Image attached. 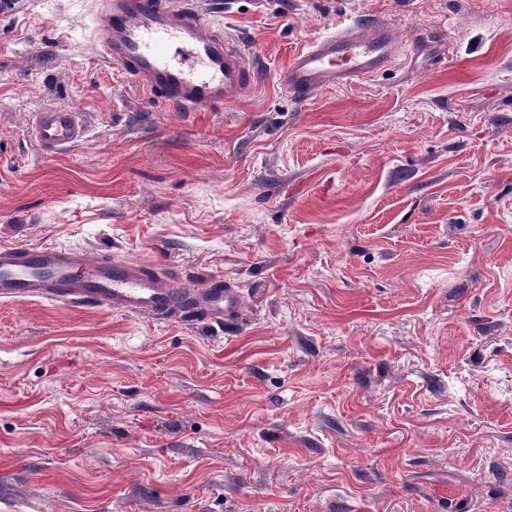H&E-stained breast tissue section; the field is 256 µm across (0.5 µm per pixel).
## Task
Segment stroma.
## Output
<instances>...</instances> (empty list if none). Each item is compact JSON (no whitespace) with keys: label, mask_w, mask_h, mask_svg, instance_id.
<instances>
[{"label":"stroma","mask_w":512,"mask_h":512,"mask_svg":"<svg viewBox=\"0 0 512 512\" xmlns=\"http://www.w3.org/2000/svg\"><path fill=\"white\" fill-rule=\"evenodd\" d=\"M97 7L0 6V244L242 306L0 302V512H512V0H208L259 73L216 112L119 76ZM364 14L392 63L282 89ZM49 106L85 141L32 140ZM87 125L82 112L56 106L35 112L28 127L29 136L43 149L63 151L83 141Z\"/></svg>","instance_id":"obj_1"}]
</instances>
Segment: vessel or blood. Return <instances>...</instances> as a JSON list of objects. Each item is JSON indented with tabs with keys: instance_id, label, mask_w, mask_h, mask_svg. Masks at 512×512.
Wrapping results in <instances>:
<instances>
[{
	"instance_id": "1",
	"label": "vessel or blood",
	"mask_w": 512,
	"mask_h": 512,
	"mask_svg": "<svg viewBox=\"0 0 512 512\" xmlns=\"http://www.w3.org/2000/svg\"><path fill=\"white\" fill-rule=\"evenodd\" d=\"M201 0H101L95 15L103 55L118 73L181 112H212L255 82L239 43L208 24ZM393 23L355 19L298 51L279 73L290 94L312 93L378 72L401 52ZM30 137L63 151L83 141L82 113L65 106L35 112ZM44 298L109 303L136 316L177 318L191 312L220 320L237 312L232 285L172 284L134 261L95 259L61 248L0 245V300Z\"/></svg>"
}]
</instances>
